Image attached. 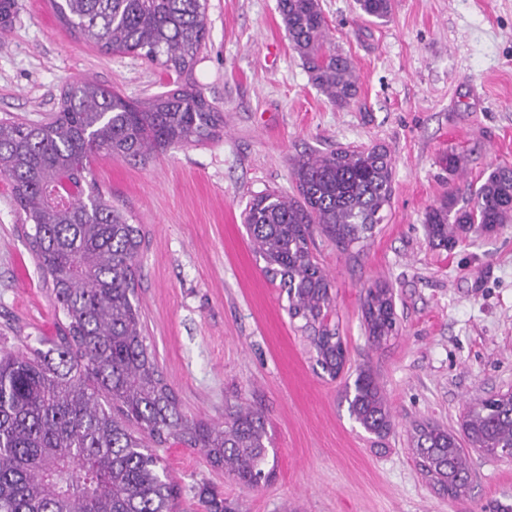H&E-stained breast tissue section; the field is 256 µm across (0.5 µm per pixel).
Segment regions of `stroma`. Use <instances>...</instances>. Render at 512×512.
<instances>
[{"mask_svg": "<svg viewBox=\"0 0 512 512\" xmlns=\"http://www.w3.org/2000/svg\"><path fill=\"white\" fill-rule=\"evenodd\" d=\"M277 4L207 0L208 38L191 81L224 113L218 137L145 161L101 155L91 165L104 198L145 234L135 291L146 343L181 411L220 424L225 405L259 408L276 451L269 481L252 490L200 449L157 447L180 488L179 512H205L206 492L230 512L512 506V461L470 452L469 497L454 501L422 475L410 442L413 422L456 432L470 402L512 390V223L450 252L430 247L423 224L448 192L466 200L488 168L512 165V0H394L385 23L360 17L355 0H320L329 39L357 78V95L342 108L312 84ZM77 78L133 100L169 81L137 57L86 43L49 0H16L0 29V119H48ZM374 144L393 166L383 223L345 250L314 235L335 297L331 321L347 348L333 378L289 318L279 280L263 273L242 212L263 191L296 194L300 157ZM451 152L463 159L454 174L444 162ZM27 231L0 176V350L55 336L63 317ZM378 284L392 288L399 326L379 347L362 313L366 289ZM363 365L394 416L382 438L354 421L344 397Z\"/></svg>", "mask_w": 512, "mask_h": 512, "instance_id": "35a3bbf8", "label": "stroma"}]
</instances>
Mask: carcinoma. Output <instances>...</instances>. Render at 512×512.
I'll return each instance as SVG.
<instances>
[{"instance_id":"carcinoma-1","label":"carcinoma","mask_w":512,"mask_h":512,"mask_svg":"<svg viewBox=\"0 0 512 512\" xmlns=\"http://www.w3.org/2000/svg\"><path fill=\"white\" fill-rule=\"evenodd\" d=\"M207 0H51L60 22L113 55L137 56L168 75L173 88L133 101L88 78L65 84L55 117L0 120V176L31 225L39 267L51 279L65 321L55 339L36 338L0 353V512H175L178 488L160 473L150 445L174 440L249 488L267 481L270 438L264 414L225 410L224 424L186 418L146 344L135 296L140 225L106 201L91 178L92 159H143L154 151L213 138L223 116L201 90L179 82L205 46ZM385 22L393 0H356ZM291 47L311 82L338 107L357 94L349 60L331 46L319 0H279ZM298 196L257 195L244 210L263 271L280 278L288 315L313 331L317 362L332 377L346 348L328 316L330 279L313 254L320 231L348 247L373 235L392 195V164L380 146L339 147L294 163ZM512 222V166L492 168L463 205L452 192L425 213L429 244L454 250L477 225L494 233ZM369 338L397 331L389 288L366 291ZM345 398L352 418L378 437L392 426L379 382L360 367ZM424 477L453 500L468 497V449L512 456V390L466 407L457 433L413 427Z\"/></svg>"}]
</instances>
